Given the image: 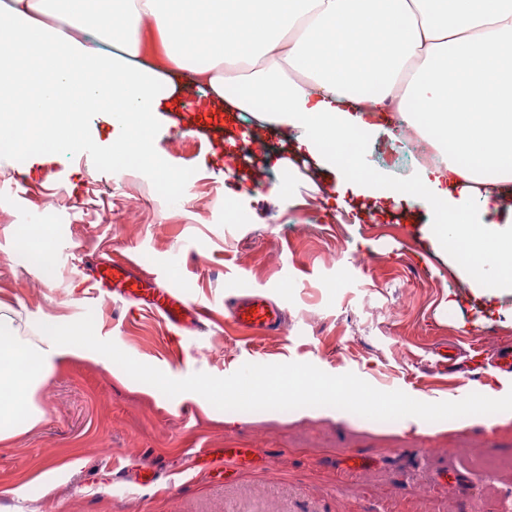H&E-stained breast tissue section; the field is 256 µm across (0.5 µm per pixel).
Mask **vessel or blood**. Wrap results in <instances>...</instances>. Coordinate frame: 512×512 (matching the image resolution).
I'll return each mask as SVG.
<instances>
[{
    "label": "vessel or blood",
    "mask_w": 512,
    "mask_h": 512,
    "mask_svg": "<svg viewBox=\"0 0 512 512\" xmlns=\"http://www.w3.org/2000/svg\"><path fill=\"white\" fill-rule=\"evenodd\" d=\"M230 112H170L166 115L169 128L188 133H206L216 141H223L226 127L235 125ZM141 264L133 258L124 261H105L94 265L88 281L96 295H112L139 301L145 312L159 318L167 327L172 342H180L200 317L206 316L208 307L190 302L172 285L146 286ZM229 318L239 329L267 334L280 330L282 323L277 308L264 296L256 293L239 296L227 307ZM237 451L224 449L218 454L197 449L190 454L193 470L211 475L227 474L229 464Z\"/></svg>",
    "instance_id": "1"
}]
</instances>
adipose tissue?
<instances>
[{
  "label": "adipose tissue",
  "instance_id": "1",
  "mask_svg": "<svg viewBox=\"0 0 512 512\" xmlns=\"http://www.w3.org/2000/svg\"><path fill=\"white\" fill-rule=\"evenodd\" d=\"M162 65L138 63L144 32ZM266 67L243 74V63ZM186 71L229 112L272 102L261 122L298 129L288 168L311 158L336 176L338 198L438 212L431 244L476 296L512 292V0H15L0 24V138L60 153L81 143L85 113L108 112L124 132L117 169L162 171L154 127ZM388 128L435 136L439 162L414 181L380 188L342 136ZM18 336L0 313V442L42 421L39 384L88 353L44 315Z\"/></svg>",
  "mask_w": 512,
  "mask_h": 512
}]
</instances>
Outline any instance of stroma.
Segmentation results:
<instances>
[{
    "mask_svg": "<svg viewBox=\"0 0 512 512\" xmlns=\"http://www.w3.org/2000/svg\"><path fill=\"white\" fill-rule=\"evenodd\" d=\"M121 134L97 112L76 151L43 164L32 151L0 152V301L19 335L47 313L68 324L89 312L100 339L174 379L308 362L430 403L512 390V372L478 379L470 369L474 350L512 346V293L483 306L419 225L353 221L277 165L237 189L212 143H177L159 123L155 156L193 178L188 202L174 205L148 169L108 164ZM38 225L53 243L50 278L17 254ZM131 255L209 307L178 349L134 303L82 288L91 264ZM247 292L283 311L285 332L232 325L225 303ZM446 346L458 353L450 371L439 362ZM36 401L42 422L0 446V512H512V426L493 414L447 420L437 434L426 421L225 411L85 359L52 375ZM195 448H244L247 463L233 476L200 474L189 467ZM143 463L154 483L130 488Z\"/></svg>",
    "mask_w": 512,
    "mask_h": 512,
    "instance_id": "obj_1",
    "label": "stroma"
}]
</instances>
